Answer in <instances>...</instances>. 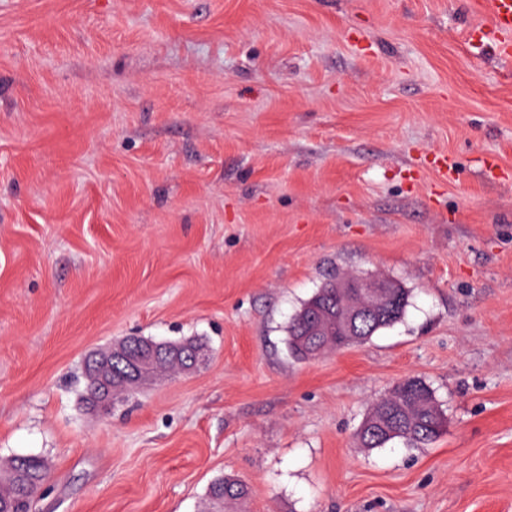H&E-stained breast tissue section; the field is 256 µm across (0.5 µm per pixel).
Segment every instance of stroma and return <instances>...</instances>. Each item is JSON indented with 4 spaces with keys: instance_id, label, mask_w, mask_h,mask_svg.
Returning <instances> with one entry per match:
<instances>
[{
    "instance_id": "1",
    "label": "stroma",
    "mask_w": 512,
    "mask_h": 512,
    "mask_svg": "<svg viewBox=\"0 0 512 512\" xmlns=\"http://www.w3.org/2000/svg\"><path fill=\"white\" fill-rule=\"evenodd\" d=\"M469 0H0V461L40 512H512V61ZM455 167L440 180L441 158ZM403 320L309 362L328 273ZM201 340L111 412L86 356ZM415 376L448 424L371 450ZM342 274H333L318 289V291L306 302L302 304L299 310L291 317L288 324V350L289 353L297 359L306 360L309 353L313 352V344L306 335L309 326L307 317L316 310L327 312L336 316L335 327L337 336H355L359 330V325L368 320L370 315L378 313H391L395 306V298L388 288H397L396 284L389 280L378 277L360 276L357 278H348L339 281L334 285V281ZM344 304L341 311L336 314V310ZM399 297L396 305V315L390 320L371 319L361 325L364 336L355 344L363 343L379 330L393 326L404 317L406 308L409 304V291L406 288L397 290ZM186 348L195 349V350L200 351L202 349V346L193 340H187L182 343L173 344V346L171 347V353L168 354L167 359H166L167 365L170 369L180 370L185 365H188L189 361H190V365L188 367H186L182 371V373L183 374L190 373L191 371L195 370V366L199 361L200 354L197 351H190L189 352L190 357H189V361H188L187 357H186L188 354V351L183 350ZM37 455H14L0 468V512L36 509L45 489L48 468ZM249 489L247 484L237 478L221 476L214 479L207 492V512H226L234 507L240 506L248 497Z\"/></svg>"
}]
</instances>
